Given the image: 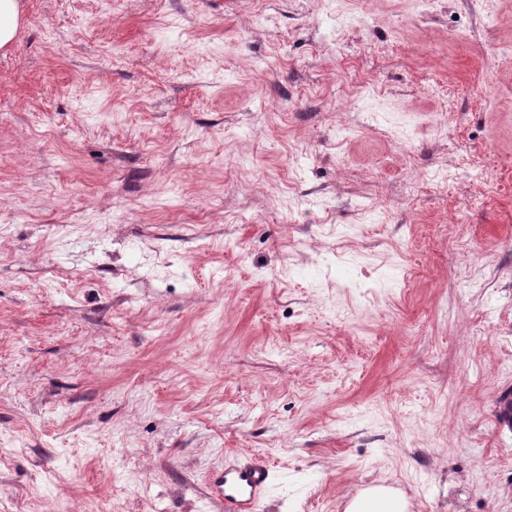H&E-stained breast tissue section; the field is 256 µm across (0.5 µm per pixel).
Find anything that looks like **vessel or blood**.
<instances>
[{"mask_svg": "<svg viewBox=\"0 0 512 512\" xmlns=\"http://www.w3.org/2000/svg\"><path fill=\"white\" fill-rule=\"evenodd\" d=\"M271 480L272 471L264 461L241 463L232 460L213 475L208 488L222 512H257V504Z\"/></svg>", "mask_w": 512, "mask_h": 512, "instance_id": "b4317fda", "label": "vessel or blood"}]
</instances>
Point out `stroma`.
<instances>
[{
	"instance_id": "1",
	"label": "stroma",
	"mask_w": 512,
	"mask_h": 512,
	"mask_svg": "<svg viewBox=\"0 0 512 512\" xmlns=\"http://www.w3.org/2000/svg\"><path fill=\"white\" fill-rule=\"evenodd\" d=\"M0 512H512V0H21ZM271 480L272 471L263 460L225 462L208 484L210 498L224 512H257V504ZM404 501L384 486H375L358 496L351 504L353 512H404Z\"/></svg>"
}]
</instances>
